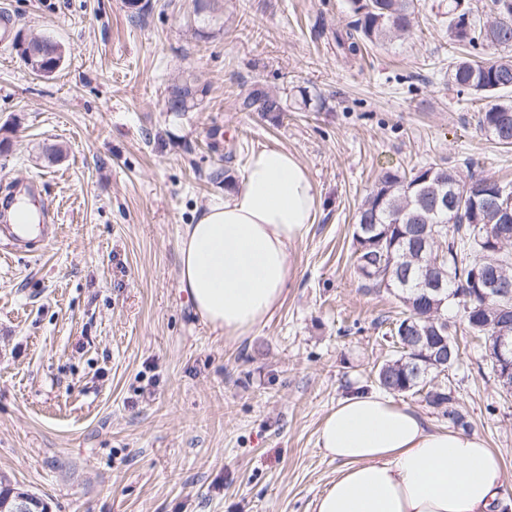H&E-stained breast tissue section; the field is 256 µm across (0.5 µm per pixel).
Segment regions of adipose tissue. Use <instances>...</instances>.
<instances>
[{
    "mask_svg": "<svg viewBox=\"0 0 512 512\" xmlns=\"http://www.w3.org/2000/svg\"><path fill=\"white\" fill-rule=\"evenodd\" d=\"M319 193L297 157L253 152L235 189L185 225L180 285L196 312L227 338L248 335L279 307L290 249L313 224ZM318 445L339 469L314 512H498L508 477L477 437L429 429L387 393L339 399Z\"/></svg>",
    "mask_w": 512,
    "mask_h": 512,
    "instance_id": "1",
    "label": "adipose tissue"
}]
</instances>
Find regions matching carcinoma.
<instances>
[{"mask_svg": "<svg viewBox=\"0 0 512 512\" xmlns=\"http://www.w3.org/2000/svg\"><path fill=\"white\" fill-rule=\"evenodd\" d=\"M494 20L485 22L478 15L448 10V38L456 45L482 46L495 50L512 48V0H491ZM354 21L345 35L336 36V46L355 56L364 44H384L409 33L415 24V0H351ZM451 81L461 92L488 100L477 113V126L496 144L512 146V55L490 60L460 58L451 68ZM183 96L171 103L176 115L199 108L202 100L190 78L171 81ZM262 112H286L280 96L262 88L239 98V111L254 105ZM454 188L453 210L434 204L435 192ZM512 206V185L492 177H481L465 184L457 173L439 164L412 169L408 174L386 172L359 207L352 231V258L359 277L372 289L384 288L390 260L406 262L411 252L413 224H439L442 230L438 266L413 269L408 283L394 285L403 306L402 316L391 322L388 334L398 345V356L381 364L375 376L377 385L391 393L419 395L456 427L467 428L465 416L453 407L452 390L427 386L428 376L439 371L426 368L422 349H415L401 338L402 327L410 322L420 326L422 335L444 339L449 349L448 367L460 359L458 344L451 338L448 320L417 304L422 293L419 284L429 278L453 284L470 333L486 341L494 336L497 318L512 321V294L491 301L479 295L471 283V273L479 264L501 281L512 286V246L504 249L487 242L489 224H503L499 207Z\"/></svg>", "mask_w": 512, "mask_h": 512, "instance_id": "obj_1", "label": "carcinoma"}]
</instances>
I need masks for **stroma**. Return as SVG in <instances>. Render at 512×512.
<instances>
[{
	"mask_svg": "<svg viewBox=\"0 0 512 512\" xmlns=\"http://www.w3.org/2000/svg\"><path fill=\"white\" fill-rule=\"evenodd\" d=\"M449 0H418L413 30L357 58L336 49L349 0H0L13 34L64 52L34 74L0 47V184H34L45 237L0 257V475L50 512H314L338 464L317 445L336 402L375 388L401 303L362 286L351 257L364 198L428 164L512 181V150L452 88ZM200 110L165 108L172 79ZM278 92L288 116L242 112ZM60 148L50 157V148ZM295 154L321 198L289 252L282 305L248 335H214L179 284L185 224L255 149ZM448 374L469 432L512 474V394L482 340L448 312ZM172 87H180L183 90V96L171 103V111L175 115H182L185 112H192L199 108L202 103V98H198V91L195 89L193 84H191L190 78L187 77L171 81L166 88V97L168 95V91ZM260 99H262L259 104L261 112H288V106L283 103L282 98L277 94L267 91L263 87L257 90L253 88L250 92L241 96L238 102L239 111H250Z\"/></svg>",
	"mask_w": 512,
	"mask_h": 512,
	"instance_id": "stroma-1",
	"label": "stroma"
}]
</instances>
